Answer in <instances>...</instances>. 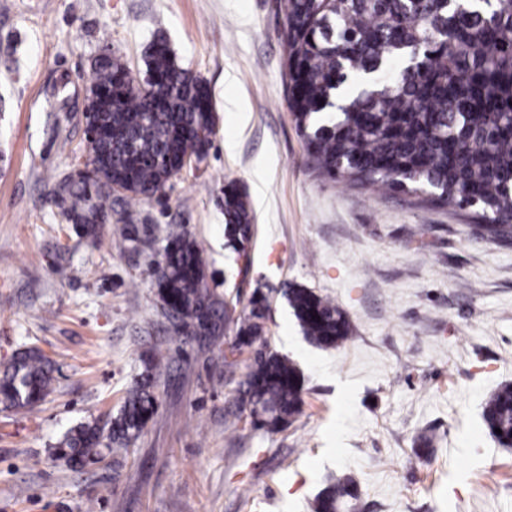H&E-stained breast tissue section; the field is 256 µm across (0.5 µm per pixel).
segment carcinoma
<instances>
[{"instance_id":"cac0c4a2","label":"carcinoma","mask_w":512,"mask_h":512,"mask_svg":"<svg viewBox=\"0 0 512 512\" xmlns=\"http://www.w3.org/2000/svg\"><path fill=\"white\" fill-rule=\"evenodd\" d=\"M286 49L288 107L318 175L358 188H387L416 207L472 212L476 229L512 241V0H278ZM400 63L388 88L364 90L336 111L352 78L376 77ZM148 88L131 85L127 65L108 52L92 67L85 119L99 136L85 144L87 165L56 183L53 201L86 234L108 221L112 199H150L178 174L186 157L203 159L213 134L208 84L183 68L166 41L145 58ZM228 245L246 256L252 216L245 197L224 186ZM157 296L177 336H220L234 326L232 356L250 354L238 392L258 427L278 432L304 404L303 378L288 358L268 349L267 297L255 290L248 308L209 287L203 252L178 224L169 226L154 271ZM304 337L320 348L348 339L350 322L330 298L292 285L282 290ZM158 347L127 389L118 413L81 422L58 442L73 469L96 462L114 443L129 444L156 414L151 391L166 367ZM55 366L36 346L0 370V408L31 410L55 389ZM489 433L512 446V385L486 399ZM501 433H496L495 429ZM355 482L336 479L316 512H339Z\"/></svg>"}]
</instances>
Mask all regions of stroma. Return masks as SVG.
<instances>
[{"label":"stroma","instance_id":"obj_1","mask_svg":"<svg viewBox=\"0 0 512 512\" xmlns=\"http://www.w3.org/2000/svg\"><path fill=\"white\" fill-rule=\"evenodd\" d=\"M281 24L276 0H0V368L29 346L57 368L45 403L0 411V512H312L334 475L357 482L352 512H512V447L482 419L512 384V243L318 178L285 98ZM157 37L212 90L211 145L84 235L51 192L86 158L94 60L111 51L143 78ZM230 183L255 217L244 261L224 235ZM170 224L201 245L217 294H267V343L304 376L287 429L254 427L239 402L249 359L227 374L233 334H173L153 276ZM287 283L335 301L350 337L310 344ZM160 344L158 412L128 453L80 472L54 458L69 428L117 412Z\"/></svg>","mask_w":512,"mask_h":512}]
</instances>
